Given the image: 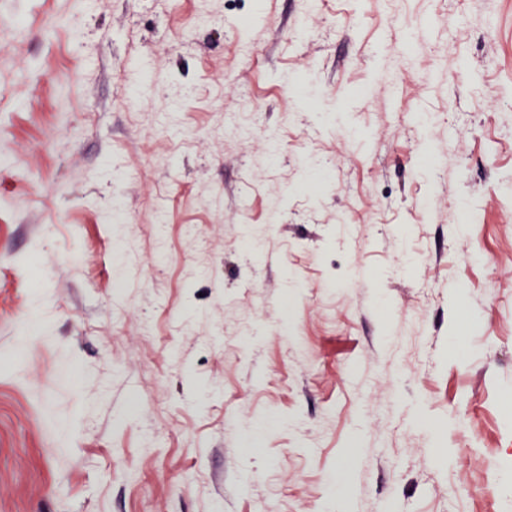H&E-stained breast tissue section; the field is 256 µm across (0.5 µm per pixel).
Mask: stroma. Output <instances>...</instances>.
<instances>
[{
    "mask_svg": "<svg viewBox=\"0 0 512 512\" xmlns=\"http://www.w3.org/2000/svg\"><path fill=\"white\" fill-rule=\"evenodd\" d=\"M511 96L512 0H0V512H494Z\"/></svg>",
    "mask_w": 512,
    "mask_h": 512,
    "instance_id": "obj_1",
    "label": "stroma"
}]
</instances>
